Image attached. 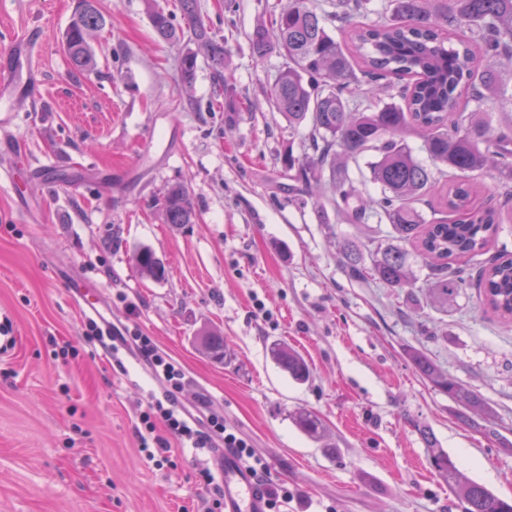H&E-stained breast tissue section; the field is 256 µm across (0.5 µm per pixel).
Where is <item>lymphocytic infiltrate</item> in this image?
<instances>
[{
    "label": "lymphocytic infiltrate",
    "mask_w": 512,
    "mask_h": 512,
    "mask_svg": "<svg viewBox=\"0 0 512 512\" xmlns=\"http://www.w3.org/2000/svg\"><path fill=\"white\" fill-rule=\"evenodd\" d=\"M129 341L167 386L163 397L150 398L146 411L140 416L142 428L138 438L146 460L157 466L163 465L175 440L194 448L206 447L215 440L221 441L225 447L233 449L240 460L248 462L255 475L261 477L266 512H281L293 495L286 484L266 481V467L258 461L250 440L221 415H209L202 425L191 419L176 402V395L183 385L182 371L157 353L151 337L135 332Z\"/></svg>",
    "instance_id": "1"
}]
</instances>
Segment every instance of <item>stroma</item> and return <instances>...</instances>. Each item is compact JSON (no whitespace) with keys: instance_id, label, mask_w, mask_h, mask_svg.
I'll list each match as a JSON object with an SVG mask.
<instances>
[{"instance_id":"1","label":"stroma","mask_w":512,"mask_h":512,"mask_svg":"<svg viewBox=\"0 0 512 512\" xmlns=\"http://www.w3.org/2000/svg\"><path fill=\"white\" fill-rule=\"evenodd\" d=\"M198 2L228 52L232 117L210 61L184 80L178 60L193 42H165L151 24L156 7L185 27L179 0H101L90 72L62 43L77 0H0V28L37 44L41 84L38 98L9 100L14 122L0 126V512H203L210 498L195 475L213 467L212 449L176 443L169 463L146 464L139 417L161 385L132 348L90 339L91 319L151 336L185 374L179 405L247 436L268 480L293 492L288 512H462L422 424L467 476L512 500V323L480 308L472 286L443 312L426 291L349 274L339 242L366 250L369 236L318 213L314 188L289 180L281 158L302 157L304 133L266 98L285 60L259 65L251 52L278 0H236L230 14ZM175 183L196 223H164ZM143 248L164 279L138 273ZM258 301L268 319L254 316ZM206 330L226 339L224 361L199 351ZM282 342L309 380L272 360ZM412 350L483 399L493 434L465 424ZM301 408L322 417L324 442L295 426Z\"/></svg>"}]
</instances>
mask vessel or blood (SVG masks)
<instances>
[{
	"label": "vessel or blood",
	"instance_id": "vessel-or-blood-1",
	"mask_svg": "<svg viewBox=\"0 0 512 512\" xmlns=\"http://www.w3.org/2000/svg\"><path fill=\"white\" fill-rule=\"evenodd\" d=\"M35 46L29 37L11 33L0 37V100L16 93H35L39 81L29 65ZM214 463L224 484V512H265L257 477L229 449L216 451Z\"/></svg>",
	"mask_w": 512,
	"mask_h": 512
}]
</instances>
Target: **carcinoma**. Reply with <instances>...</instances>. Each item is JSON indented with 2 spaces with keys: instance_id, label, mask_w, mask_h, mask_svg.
I'll return each mask as SVG.
<instances>
[{
  "instance_id": "1",
  "label": "carcinoma",
  "mask_w": 512,
  "mask_h": 512,
  "mask_svg": "<svg viewBox=\"0 0 512 512\" xmlns=\"http://www.w3.org/2000/svg\"><path fill=\"white\" fill-rule=\"evenodd\" d=\"M311 2L287 0L250 35L257 63L274 51L287 60L268 102L289 127L307 130L305 142L312 149L301 161L291 151L284 154L283 168L294 182H316L345 223L389 225L386 242L377 244L369 265L358 244H340L353 276L397 290L413 287L405 249L410 245L431 259L427 292L445 307L470 286L463 269L453 264L482 255L501 225L512 223L506 206L475 204L478 178L488 169L504 198L512 200V0H388L386 21L371 18L372 0H330L331 10L321 12ZM180 5L198 47L181 56L182 77H193L203 52L224 88L225 111H239L233 84L224 75V43L198 17L197 0H180ZM357 18L362 22L354 23ZM151 22L161 39L180 41L171 15L154 10ZM330 24L349 30V40H336ZM104 25L98 0H78L64 33L78 69H95L88 35ZM411 137L421 140L429 164L415 158ZM368 181L376 185L374 196L366 190ZM424 205L443 217L427 219ZM162 211L164 223L174 226L197 218L181 184L165 189ZM135 267L153 280L165 273L150 249L137 252ZM475 287L484 307L512 320L511 253L500 251L480 271ZM197 343L209 358L224 360V337L207 331ZM271 355L294 380L308 378L305 360L288 345H273ZM409 357L421 376L477 413L470 426H482L489 409L476 393L448 379L424 355L412 351ZM293 420L307 437H323L324 422L315 412L297 411ZM421 433L431 465L464 512H512L511 502L468 478L436 447L427 429Z\"/></svg>"
}]
</instances>
